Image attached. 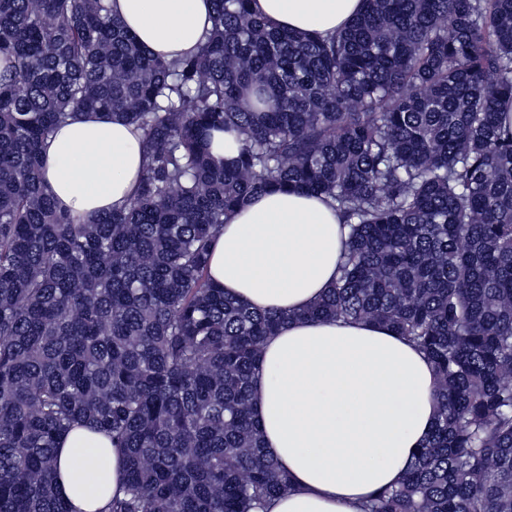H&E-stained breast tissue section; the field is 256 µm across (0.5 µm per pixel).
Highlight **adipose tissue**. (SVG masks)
<instances>
[{
    "label": "adipose tissue",
    "mask_w": 512,
    "mask_h": 512,
    "mask_svg": "<svg viewBox=\"0 0 512 512\" xmlns=\"http://www.w3.org/2000/svg\"><path fill=\"white\" fill-rule=\"evenodd\" d=\"M112 13L153 54H196L212 27L211 0H111ZM269 26L305 35L341 31L365 0H253ZM145 162L133 126L84 112L61 125L44 153V184L86 222L124 207ZM346 230L322 200L271 188L231 214L208 275L226 296L288 314L261 354L252 404L266 448L290 490L267 512H360L397 484L435 422L433 367L383 324L308 320L301 313L334 283ZM58 491L78 512H101L122 464L105 436L62 440Z\"/></svg>",
    "instance_id": "ef3b65f1"
}]
</instances>
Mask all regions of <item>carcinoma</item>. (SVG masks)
I'll use <instances>...</instances> for the list:
<instances>
[{
  "label": "carcinoma",
  "mask_w": 512,
  "mask_h": 512,
  "mask_svg": "<svg viewBox=\"0 0 512 512\" xmlns=\"http://www.w3.org/2000/svg\"><path fill=\"white\" fill-rule=\"evenodd\" d=\"M365 2L307 38L212 0L203 47L167 61L109 0H0V512H78L56 459L83 427L123 455L101 512H257L289 489L250 404L286 316L207 278L224 216L271 187L348 229L302 317L385 324L436 375L428 438L363 512H512V0ZM82 111L145 153L128 204L89 222L43 184Z\"/></svg>",
  "instance_id": "carcinoma-1"
}]
</instances>
